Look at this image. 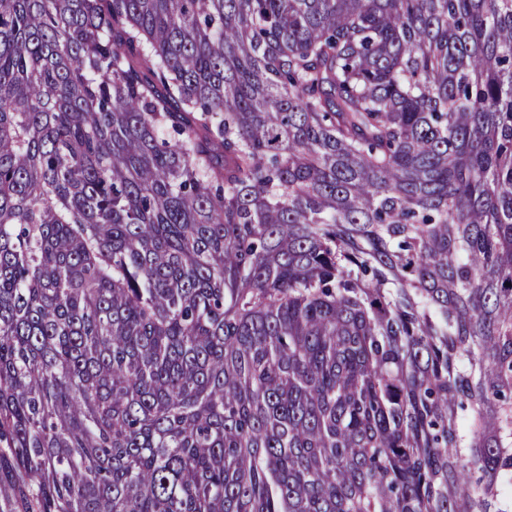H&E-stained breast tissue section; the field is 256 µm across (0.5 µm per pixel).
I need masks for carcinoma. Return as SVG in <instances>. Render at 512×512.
Listing matches in <instances>:
<instances>
[{"label":"carcinoma","instance_id":"carcinoma-1","mask_svg":"<svg viewBox=\"0 0 512 512\" xmlns=\"http://www.w3.org/2000/svg\"><path fill=\"white\" fill-rule=\"evenodd\" d=\"M0 512H512V0H0Z\"/></svg>","mask_w":512,"mask_h":512}]
</instances>
